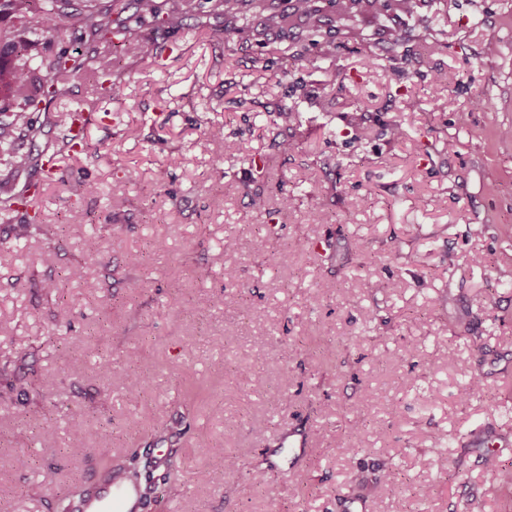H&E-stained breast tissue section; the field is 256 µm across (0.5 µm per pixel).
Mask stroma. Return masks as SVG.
<instances>
[{
	"label": "stroma",
	"instance_id": "1",
	"mask_svg": "<svg viewBox=\"0 0 512 512\" xmlns=\"http://www.w3.org/2000/svg\"><path fill=\"white\" fill-rule=\"evenodd\" d=\"M126 2L113 9L139 42L112 49L119 94L80 78L27 113L48 141L56 113L81 110L86 152L50 175L15 167L22 134L0 147V199L39 187L0 219V512H52L131 444L177 453L182 497L160 512H512V488L486 470L490 457L512 470V447L485 445L512 440V138L499 135L512 127V0L361 16L371 50L344 29L328 59L305 29L282 35L259 14L228 34L207 0L173 27ZM60 25L26 36L35 82L85 48L76 20ZM428 30L434 54L415 41ZM398 34L408 58L387 52ZM291 42L303 60L279 54ZM215 126L244 153L225 154ZM76 222L96 229L95 254ZM283 248L291 262L269 268ZM70 300L71 328L56 327ZM130 358L146 377L137 395ZM473 374L480 389L461 397ZM182 378L210 386L185 421ZM292 432L306 447L285 446Z\"/></svg>",
	"mask_w": 512,
	"mask_h": 512
}]
</instances>
